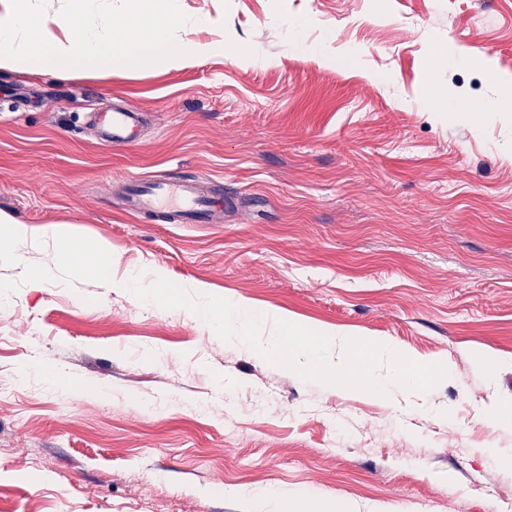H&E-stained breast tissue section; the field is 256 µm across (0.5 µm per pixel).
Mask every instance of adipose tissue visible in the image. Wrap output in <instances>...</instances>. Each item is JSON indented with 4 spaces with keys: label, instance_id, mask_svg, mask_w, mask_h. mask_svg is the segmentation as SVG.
Listing matches in <instances>:
<instances>
[{
    "label": "adipose tissue",
    "instance_id": "obj_1",
    "mask_svg": "<svg viewBox=\"0 0 512 512\" xmlns=\"http://www.w3.org/2000/svg\"><path fill=\"white\" fill-rule=\"evenodd\" d=\"M37 0H0V70L108 74L140 66L188 65L205 51L191 37L203 18L180 21L176 13H151L149 0H127L120 26L101 16L100 0H69L62 13L36 7ZM183 34L171 35L173 26ZM273 512H358L320 494H275Z\"/></svg>",
    "mask_w": 512,
    "mask_h": 512
}]
</instances>
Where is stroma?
<instances>
[{"label": "stroma", "mask_w": 512, "mask_h": 512, "mask_svg": "<svg viewBox=\"0 0 512 512\" xmlns=\"http://www.w3.org/2000/svg\"><path fill=\"white\" fill-rule=\"evenodd\" d=\"M202 43L181 68L0 72V211L32 237L0 265V512H247L235 489L360 512H498L512 430V0H177ZM487 110L448 121L431 85ZM141 113L138 144L90 112ZM172 171L224 186L220 224H152L104 181ZM205 294L390 338L452 378L386 403L222 342L120 288L55 269L45 225ZM207 416H200V403ZM447 419L421 415L422 403Z\"/></svg>", "instance_id": "obj_1"}]
</instances>
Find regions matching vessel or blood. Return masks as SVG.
Masks as SVG:
<instances>
[{
	"instance_id": "1",
	"label": "vessel or blood",
	"mask_w": 512,
	"mask_h": 512,
	"mask_svg": "<svg viewBox=\"0 0 512 512\" xmlns=\"http://www.w3.org/2000/svg\"><path fill=\"white\" fill-rule=\"evenodd\" d=\"M94 120L105 144L124 146L137 140L140 120L132 110L115 106L95 113ZM122 191L127 213L146 217L157 224H219L223 221V194L204 189L202 180L196 177H128L122 181Z\"/></svg>"
}]
</instances>
